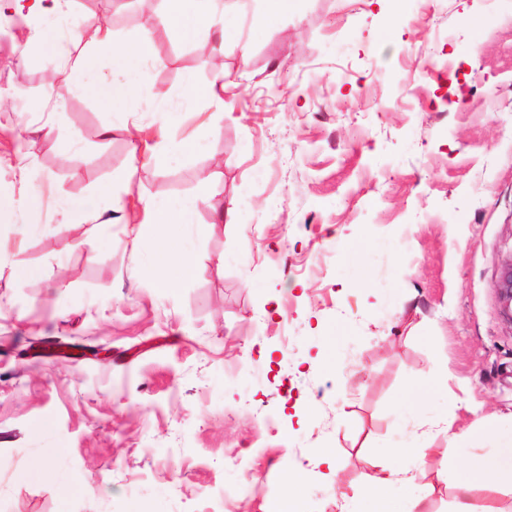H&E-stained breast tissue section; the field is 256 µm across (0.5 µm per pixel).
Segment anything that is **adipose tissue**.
I'll return each mask as SVG.
<instances>
[{
    "label": "adipose tissue",
    "mask_w": 512,
    "mask_h": 512,
    "mask_svg": "<svg viewBox=\"0 0 512 512\" xmlns=\"http://www.w3.org/2000/svg\"><path fill=\"white\" fill-rule=\"evenodd\" d=\"M170 3V8L154 10V23L160 27H176L183 38L206 37L213 29L226 26L225 0H170ZM150 36V31L145 30L135 38L121 40L107 22L99 24L91 33H77L74 41L79 50L73 63L55 71L49 85L61 96L96 89L111 100L113 111L122 115L125 130L137 141L145 160L157 163L183 151L185 145L164 137L156 141L144 138L141 124L135 120L133 109L127 106L141 81L144 67L150 62L146 53ZM213 68L214 80L204 90L198 89L193 76H186L188 111L223 110L224 67L217 62ZM198 205L199 199L195 196L177 201L140 198L132 201V208L141 216L131 229L133 243L152 237L156 254L165 262L154 275L155 287L169 291L197 274L198 269L191 258V241L197 230ZM59 209L68 228H84L86 236L99 245L108 240L111 220L101 218L84 204L66 197L60 198ZM455 485L466 493L477 487L512 490V430L502 434L497 447L481 457L475 467L457 471Z\"/></svg>",
    "instance_id": "ef3b65f1"
}]
</instances>
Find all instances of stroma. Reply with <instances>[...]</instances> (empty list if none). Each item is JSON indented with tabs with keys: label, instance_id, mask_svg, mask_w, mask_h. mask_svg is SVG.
Masks as SVG:
<instances>
[{
	"label": "stroma",
	"instance_id": "stroma-1",
	"mask_svg": "<svg viewBox=\"0 0 512 512\" xmlns=\"http://www.w3.org/2000/svg\"><path fill=\"white\" fill-rule=\"evenodd\" d=\"M159 0H74L69 36L107 20L136 35ZM224 42V111L184 112L212 79L213 39L154 28L159 61L130 105L145 136L170 105L174 140L203 149L137 166L122 120L90 95L46 102L61 60L18 63L27 22L0 15V200L42 194L38 226L0 222V512H266L287 470L294 512H512L443 468L512 429V0H240ZM398 33L384 38L385 30ZM444 61L429 78L427 55ZM53 112L29 147L19 124ZM103 184L150 199L203 194L194 278L154 288L151 240L107 245L61 226L60 197L110 214ZM241 219L217 222L229 202ZM141 269L129 278L132 266ZM35 267L19 282L16 270ZM448 376V390L436 380ZM426 400L406 406L409 390ZM447 419L432 449L409 421ZM419 471L366 496L373 459ZM56 461L52 474L36 473Z\"/></svg>",
	"mask_w": 512,
	"mask_h": 512
}]
</instances>
